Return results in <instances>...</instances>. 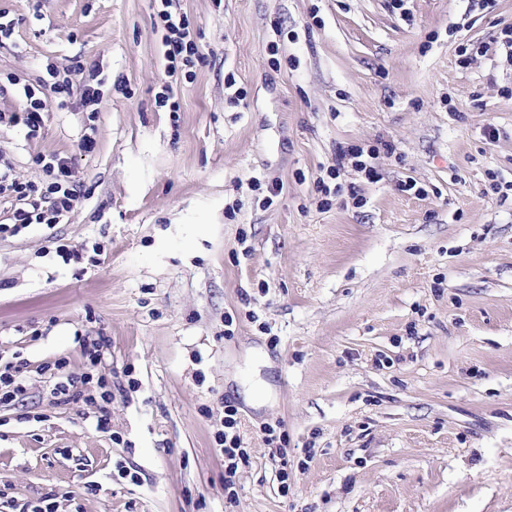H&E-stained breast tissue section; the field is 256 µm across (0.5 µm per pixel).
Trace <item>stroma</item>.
Segmentation results:
<instances>
[{
  "mask_svg": "<svg viewBox=\"0 0 512 512\" xmlns=\"http://www.w3.org/2000/svg\"><path fill=\"white\" fill-rule=\"evenodd\" d=\"M177 12L205 60L172 112L152 0H0L1 80L52 62L101 90L36 136L0 124L18 179L56 154L80 189L61 223L0 234V371L29 385L0 403V512H512V0ZM351 145L379 147L378 181L348 164L319 192ZM64 355L95 381L57 407ZM227 401L251 455L232 501Z\"/></svg>",
  "mask_w": 512,
  "mask_h": 512,
  "instance_id": "35a3bbf8",
  "label": "stroma"
}]
</instances>
